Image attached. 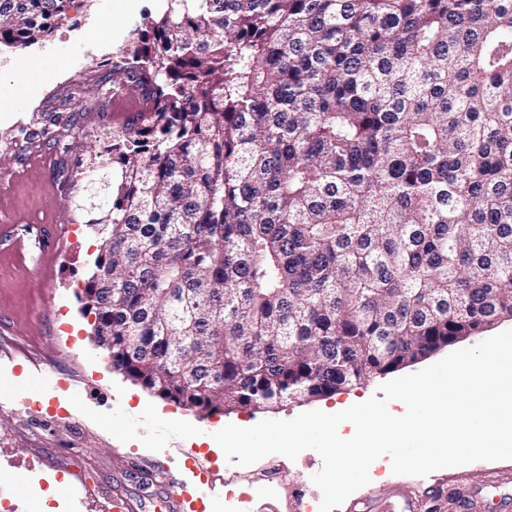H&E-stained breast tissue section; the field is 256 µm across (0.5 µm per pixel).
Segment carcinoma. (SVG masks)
Wrapping results in <instances>:
<instances>
[{"instance_id":"carcinoma-1","label":"carcinoma","mask_w":512,"mask_h":512,"mask_svg":"<svg viewBox=\"0 0 512 512\" xmlns=\"http://www.w3.org/2000/svg\"><path fill=\"white\" fill-rule=\"evenodd\" d=\"M73 0H0V55ZM136 116L22 139L83 182L114 371L199 413L349 391L512 319V0H165L99 65Z\"/></svg>"}]
</instances>
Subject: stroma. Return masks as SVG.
I'll list each match as a JSON object with an SVG mask.
<instances>
[{
  "label": "stroma",
  "instance_id": "1",
  "mask_svg": "<svg viewBox=\"0 0 512 512\" xmlns=\"http://www.w3.org/2000/svg\"><path fill=\"white\" fill-rule=\"evenodd\" d=\"M161 0H76L69 18L39 44L26 47L31 58H55L62 68L32 100L0 111V168L15 166L12 137L29 125L35 105L80 94L70 107L82 115L72 143L95 146L87 128L121 125V117L100 116L92 86L97 65L112 57L129 40L147 12ZM77 186L62 187L56 167L24 166L23 177L4 195L0 208L20 224H63L68 247L43 273L35 261L0 257V512H38L43 491L59 481V512H112V499H129L131 512H160L162 501L173 500L181 484H199L209 475L216 492L207 494L208 512H224L239 504L240 489L266 488L248 512H295L291 493L296 484L309 486L304 512H319L322 494L311 485L323 462L312 450L296 460L272 454L239 466L213 451V432L238 422L291 420L302 410L331 408L346 397L370 398L388 382L381 375L367 385L305 406L290 404L276 410L239 409L202 416L150 393L114 372L110 358L89 337L78 295L97 249L84 224L76 221L73 202ZM52 363L57 378L41 382L39 367ZM195 448L187 458L185 448ZM512 473V459L475 461L434 471L451 486L429 504L428 512H465L455 487L480 482L489 473Z\"/></svg>",
  "mask_w": 512,
  "mask_h": 512
}]
</instances>
